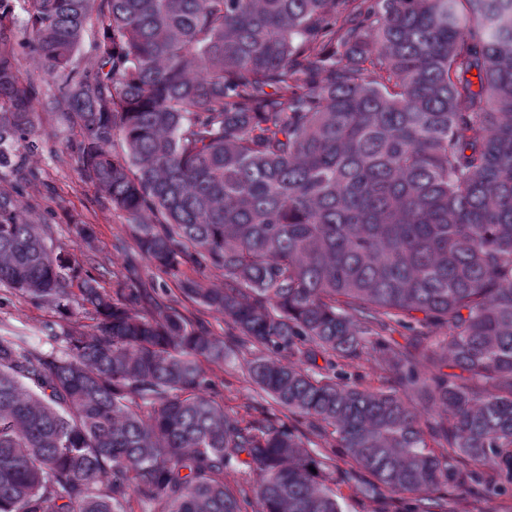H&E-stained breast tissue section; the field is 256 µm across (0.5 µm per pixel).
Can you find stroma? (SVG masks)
<instances>
[{"instance_id": "1", "label": "stroma", "mask_w": 512, "mask_h": 512, "mask_svg": "<svg viewBox=\"0 0 512 512\" xmlns=\"http://www.w3.org/2000/svg\"><path fill=\"white\" fill-rule=\"evenodd\" d=\"M36 124L43 148L40 153L19 160L22 169L33 168L40 173L37 181L24 187L20 198L23 215L34 223L51 225L55 243L83 262L104 288L111 290L126 282H136L157 289L161 300H176L178 309L192 321L209 329L213 336L229 339L231 331L220 315L181 296L178 281L180 276L192 275L191 265H183L179 275L158 276L147 261L135 259L125 214L113 209L94 186L81 178L78 164L67 147L68 139L74 138L75 133L63 124L59 114L39 112ZM81 223L93 225V246H86L76 235L74 227ZM53 318L49 309L35 306L25 296L0 286V334L26 336L35 341L41 336L43 324ZM215 380L226 411L246 419L266 416L285 422V411L255 387L243 359L216 369ZM327 454L332 463L329 486L343 512H394L395 506L388 498L363 497L353 484L343 480L342 473L350 462L341 449H328Z\"/></svg>"}]
</instances>
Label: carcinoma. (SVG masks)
Wrapping results in <instances>:
<instances>
[{"label": "carcinoma", "mask_w": 512, "mask_h": 512, "mask_svg": "<svg viewBox=\"0 0 512 512\" xmlns=\"http://www.w3.org/2000/svg\"><path fill=\"white\" fill-rule=\"evenodd\" d=\"M13 2L0 172L38 150L47 99L139 257L224 275L180 291L257 350L250 379L311 436L225 412L212 367L235 351L56 247L21 213L30 170L0 191V285L55 319L0 336V512H342L308 445L344 449V480L403 512L512 492V0H23L21 37ZM394 324L448 326L454 372L421 373ZM371 350L380 384L344 382ZM242 464L253 484L224 485Z\"/></svg>", "instance_id": "cac0c4a2"}]
</instances>
